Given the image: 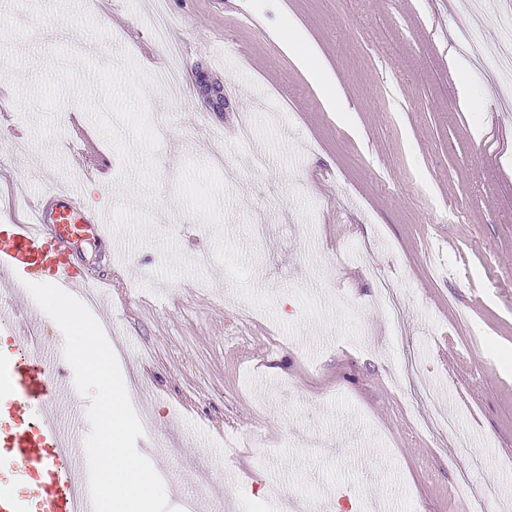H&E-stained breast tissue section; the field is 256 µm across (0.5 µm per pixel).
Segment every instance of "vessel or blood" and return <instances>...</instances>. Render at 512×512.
Returning <instances> with one entry per match:
<instances>
[{
	"label": "vessel or blood",
	"mask_w": 512,
	"mask_h": 512,
	"mask_svg": "<svg viewBox=\"0 0 512 512\" xmlns=\"http://www.w3.org/2000/svg\"><path fill=\"white\" fill-rule=\"evenodd\" d=\"M89 236L115 239L110 213L84 209L74 188L48 191L27 220L0 225V286L52 283L98 311L103 279L77 264L72 253ZM39 331L28 310L14 309L9 335L25 350L0 354V411L10 417L0 426V466L10 475L0 485V512H93L85 437L53 413L55 403L74 398L76 387L55 373L58 353ZM28 486L34 496L20 495Z\"/></svg>",
	"instance_id": "b4317fda"
}]
</instances>
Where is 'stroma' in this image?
Listing matches in <instances>:
<instances>
[{"mask_svg": "<svg viewBox=\"0 0 512 512\" xmlns=\"http://www.w3.org/2000/svg\"><path fill=\"white\" fill-rule=\"evenodd\" d=\"M467 2L165 0L175 94L154 79L155 0H107L101 17L78 0H0L14 104L0 224L68 185L128 229L75 259L112 277L97 321L144 425L138 451L168 454L177 510L274 512V480L331 512H461L465 473L490 512H512V114L494 18ZM291 28L340 111L279 39ZM465 31L482 66L457 61ZM200 66L227 90L223 111L201 103ZM75 117L109 163L94 180L72 162ZM436 405L457 434L421 428ZM228 434L261 436L268 459Z\"/></svg>", "mask_w": 512, "mask_h": 512, "instance_id": "stroma-1", "label": "stroma"}]
</instances>
